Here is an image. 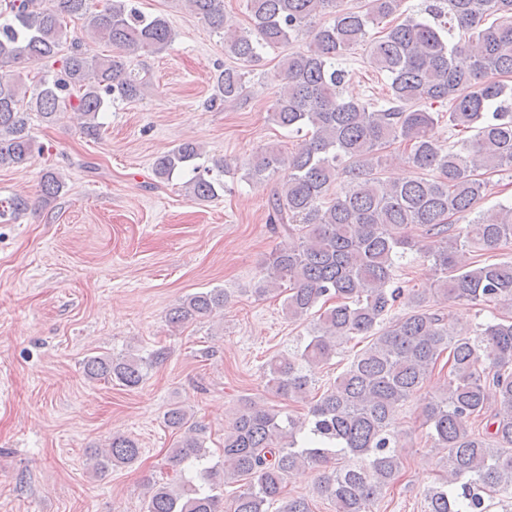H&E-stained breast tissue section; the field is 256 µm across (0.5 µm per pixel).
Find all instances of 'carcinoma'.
I'll return each mask as SVG.
<instances>
[{
	"label": "carcinoma",
	"instance_id": "obj_1",
	"mask_svg": "<svg viewBox=\"0 0 512 512\" xmlns=\"http://www.w3.org/2000/svg\"><path fill=\"white\" fill-rule=\"evenodd\" d=\"M213 31L225 49L251 63L264 50L290 45L302 35L307 49L288 52L270 120L304 140L290 155L267 147L248 162L257 182L283 173L273 192L269 224L274 233L297 239L272 252L266 276L253 293L265 297L288 285L284 312L311 319L310 340L300 350L278 353L265 364L266 390L300 402L312 391L316 370L339 347L358 337L367 345L314 400L307 414L282 415L246 401L224 431L217 461L203 446V428L180 404L164 424L179 433L168 462L178 481L148 485L144 512H224V486L241 483L230 512H312L304 496L288 492V479L321 466L316 493L336 512H373L395 482L401 461L392 430L399 411L430 380L443 355L447 377L425 403L423 425L433 447L446 450L440 476L425 495V512H488L487 501L512 499V316L494 314L468 332L448 325L444 313L424 306L430 293L440 302L462 301L512 307V261L482 256L512 243V201L482 211L454 232L452 219H466L484 197L482 175L512 166V0H433L425 15L390 27L370 45V63L388 79L384 103L346 100L339 88L346 71L336 65L366 41L371 27L394 15L401 0H367L353 8L345 0H246L248 30L232 23L224 0H182ZM0 168L20 167L33 156L32 114L53 121L71 109L85 118L84 132L99 134V113L110 104L140 100L147 82L134 59L160 53L175 34L163 15H145L135 0H109L91 10V0H0ZM328 15L319 27L314 20ZM498 22L485 24L487 17ZM83 21L91 38L120 55H90L69 38L68 21ZM476 39L460 41L456 32ZM59 72L50 73L56 63ZM40 64L46 71L26 88L22 72L8 66ZM246 71L228 67L216 80L211 102L234 104L245 96ZM448 105V124L474 132L460 148L445 149L432 134L428 106ZM404 144L405 159L430 172L404 182L380 176ZM203 157L191 140L159 156L157 177L192 168L187 195L207 201L224 189V160ZM343 190L327 192L339 176ZM64 187L59 173L42 175L47 203ZM30 208L15 197L0 217ZM415 252L436 274L429 287L393 286L396 260ZM227 295L211 288L186 296L168 313L181 326L224 309ZM409 311L394 315L399 304ZM165 350L141 356L101 354L83 361L91 381L135 389ZM138 444L124 435L90 453L92 469L135 463Z\"/></svg>",
	"mask_w": 512,
	"mask_h": 512
}]
</instances>
